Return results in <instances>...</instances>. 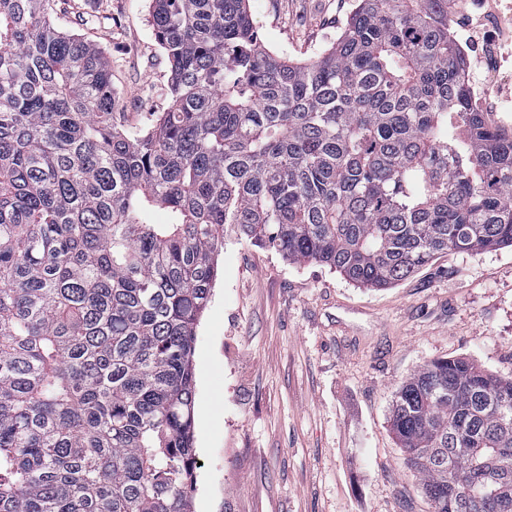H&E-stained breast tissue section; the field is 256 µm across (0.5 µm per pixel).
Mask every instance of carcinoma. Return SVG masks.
<instances>
[{"mask_svg":"<svg viewBox=\"0 0 512 512\" xmlns=\"http://www.w3.org/2000/svg\"><path fill=\"white\" fill-rule=\"evenodd\" d=\"M54 6L0 0V512H193L224 231L389 287L512 246V135L439 0H357L303 63L263 46L249 0H152L170 76L147 128ZM389 423L430 512H512V379L434 360Z\"/></svg>","mask_w":512,"mask_h":512,"instance_id":"1","label":"carcinoma"}]
</instances>
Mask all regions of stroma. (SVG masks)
Here are the masks:
<instances>
[{"instance_id": "obj_1", "label": "stroma", "mask_w": 512, "mask_h": 512, "mask_svg": "<svg viewBox=\"0 0 512 512\" xmlns=\"http://www.w3.org/2000/svg\"><path fill=\"white\" fill-rule=\"evenodd\" d=\"M355 0H250L266 48L306 61ZM63 31L104 49L133 127L168 104L150 0H55ZM452 34L486 121L512 133V0H451ZM481 42L469 40L470 31ZM512 377V247L437 256L396 285L225 235L196 328L195 512H428L388 420L396 389L439 358Z\"/></svg>"}]
</instances>
